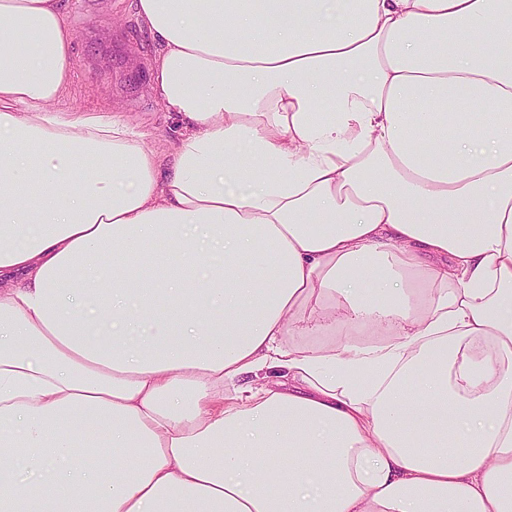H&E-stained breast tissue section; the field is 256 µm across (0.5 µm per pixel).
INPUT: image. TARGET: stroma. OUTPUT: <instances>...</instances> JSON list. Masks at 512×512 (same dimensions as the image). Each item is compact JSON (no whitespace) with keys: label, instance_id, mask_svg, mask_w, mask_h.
Segmentation results:
<instances>
[{"label":"stroma","instance_id":"35a3bbf8","mask_svg":"<svg viewBox=\"0 0 512 512\" xmlns=\"http://www.w3.org/2000/svg\"><path fill=\"white\" fill-rule=\"evenodd\" d=\"M76 33L72 75L60 110L107 105L131 124L154 134L166 147L180 136L181 123L151 90L150 61L156 42L136 16L135 0H62Z\"/></svg>","mask_w":512,"mask_h":512}]
</instances>
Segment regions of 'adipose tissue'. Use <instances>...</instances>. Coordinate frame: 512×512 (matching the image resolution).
I'll return each instance as SVG.
<instances>
[{
  "mask_svg": "<svg viewBox=\"0 0 512 512\" xmlns=\"http://www.w3.org/2000/svg\"><path fill=\"white\" fill-rule=\"evenodd\" d=\"M137 8L166 166L0 0V512H512V0Z\"/></svg>",
  "mask_w": 512,
  "mask_h": 512,
  "instance_id": "1",
  "label": "adipose tissue"
}]
</instances>
